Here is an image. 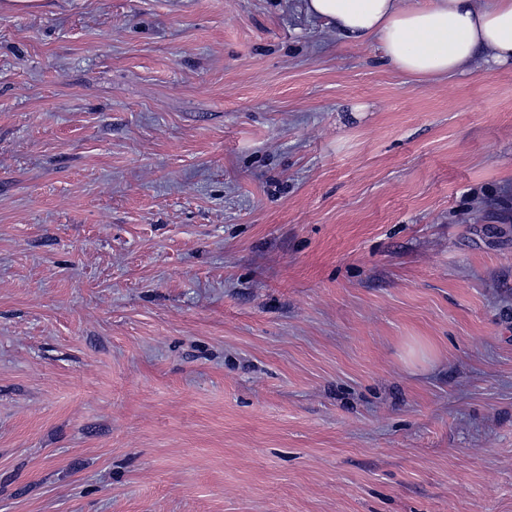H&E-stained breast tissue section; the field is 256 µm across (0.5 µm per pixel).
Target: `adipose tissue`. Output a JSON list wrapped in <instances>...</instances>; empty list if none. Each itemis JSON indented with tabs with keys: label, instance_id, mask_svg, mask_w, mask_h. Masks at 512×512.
I'll return each mask as SVG.
<instances>
[{
	"label": "adipose tissue",
	"instance_id": "obj_1",
	"mask_svg": "<svg viewBox=\"0 0 512 512\" xmlns=\"http://www.w3.org/2000/svg\"><path fill=\"white\" fill-rule=\"evenodd\" d=\"M351 44L376 42L395 70L430 81L512 64V0H302Z\"/></svg>",
	"mask_w": 512,
	"mask_h": 512
}]
</instances>
